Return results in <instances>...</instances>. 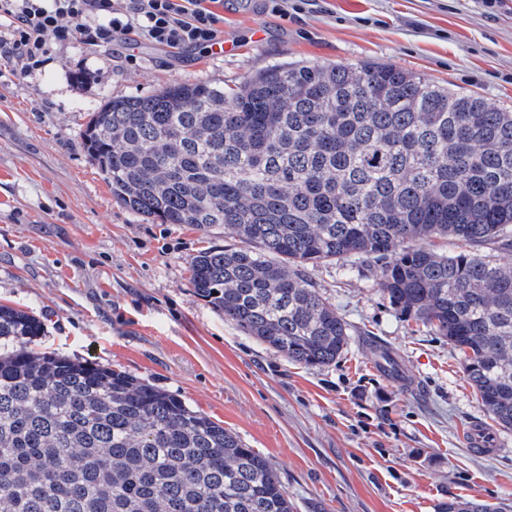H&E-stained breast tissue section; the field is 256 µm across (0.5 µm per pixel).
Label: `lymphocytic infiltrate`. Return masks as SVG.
Returning <instances> with one entry per match:
<instances>
[{"instance_id": "1", "label": "lymphocytic infiltrate", "mask_w": 512, "mask_h": 512, "mask_svg": "<svg viewBox=\"0 0 512 512\" xmlns=\"http://www.w3.org/2000/svg\"><path fill=\"white\" fill-rule=\"evenodd\" d=\"M223 0H0V56L42 65L49 41L133 49L147 43L169 56L209 50Z\"/></svg>"}]
</instances>
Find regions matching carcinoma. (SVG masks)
<instances>
[{
  "mask_svg": "<svg viewBox=\"0 0 512 512\" xmlns=\"http://www.w3.org/2000/svg\"><path fill=\"white\" fill-rule=\"evenodd\" d=\"M118 203L214 226L195 293L288 360L336 362L350 325L310 265L372 258L391 305L448 340L483 408L512 429V112L372 63L271 69L232 93L177 83L112 100L84 134ZM452 237L442 255L409 240ZM0 305V512H294L234 433L126 371L35 349ZM437 512H498L441 502Z\"/></svg>",
  "mask_w": 512,
  "mask_h": 512,
  "instance_id": "carcinoma-1",
  "label": "carcinoma"
}]
</instances>
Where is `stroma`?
Wrapping results in <instances>:
<instances>
[{
	"label": "stroma",
	"instance_id": "1",
	"mask_svg": "<svg viewBox=\"0 0 512 512\" xmlns=\"http://www.w3.org/2000/svg\"><path fill=\"white\" fill-rule=\"evenodd\" d=\"M220 31L234 45L222 55L56 44L25 73L0 58V303L40 318L42 350L130 372L221 422L269 459L297 512L455 499L512 512V430L496 429L497 457L466 451L469 424L491 417L459 353L381 294L378 264L309 268L350 339L331 365L289 362L193 292L190 258L234 238L125 209L83 147L110 99L196 81L231 91L290 63L392 64L511 111L512 0H224ZM385 352L414 391L379 371Z\"/></svg>",
	"mask_w": 512,
	"mask_h": 512
}]
</instances>
